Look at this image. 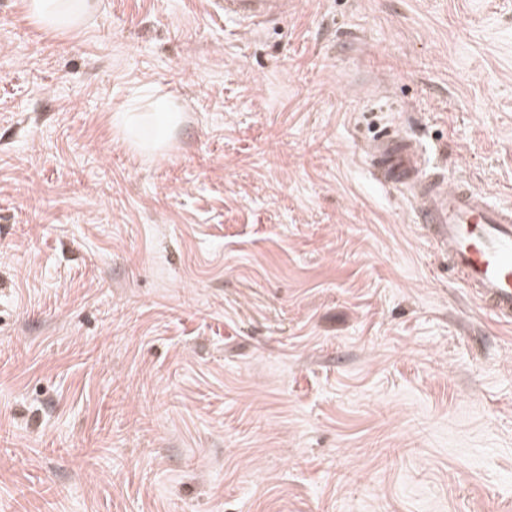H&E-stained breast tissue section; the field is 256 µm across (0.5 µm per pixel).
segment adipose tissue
<instances>
[{
    "instance_id": "adipose-tissue-1",
    "label": "adipose tissue",
    "mask_w": 512,
    "mask_h": 512,
    "mask_svg": "<svg viewBox=\"0 0 512 512\" xmlns=\"http://www.w3.org/2000/svg\"><path fill=\"white\" fill-rule=\"evenodd\" d=\"M96 0H22L26 17L50 33L75 34L86 28L95 12Z\"/></svg>"
}]
</instances>
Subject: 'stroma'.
<instances>
[{"label":"stroma","instance_id":"35a3bbf8","mask_svg":"<svg viewBox=\"0 0 512 512\" xmlns=\"http://www.w3.org/2000/svg\"><path fill=\"white\" fill-rule=\"evenodd\" d=\"M99 2L0 0V512H512V327L361 149L512 201V0ZM96 3V0H22V9L41 30L70 35L86 28ZM224 20L238 25L259 28L276 17L288 15V0H215L212 2ZM146 107L148 112L134 110L115 112L112 115V124L120 133L122 140H125L132 149L139 153L150 155L161 151L166 146V135L165 132L164 134L159 133L157 137L151 140L140 138L135 132V128L142 119V116H139V114H155L154 118L159 119L160 125L161 121H163L165 129H168L169 125L174 128L173 121L175 119L174 114L177 113V107L176 102L172 99H163L157 102L150 101Z\"/></svg>","mask_w":512,"mask_h":512}]
</instances>
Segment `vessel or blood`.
<instances>
[{
    "label": "vessel or blood",
    "mask_w": 512,
    "mask_h": 512,
    "mask_svg": "<svg viewBox=\"0 0 512 512\" xmlns=\"http://www.w3.org/2000/svg\"><path fill=\"white\" fill-rule=\"evenodd\" d=\"M225 21L258 28L286 16L289 0H214ZM375 180L410 199L453 278L499 324L512 323V204L495 202L465 180L448 182L421 143L387 134L366 146Z\"/></svg>",
    "instance_id": "vessel-or-blood-1"
}]
</instances>
